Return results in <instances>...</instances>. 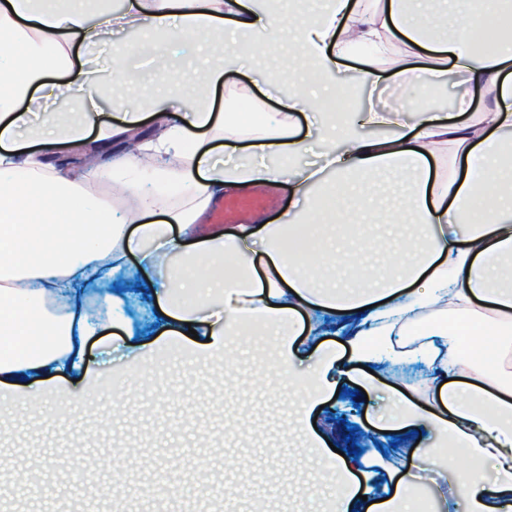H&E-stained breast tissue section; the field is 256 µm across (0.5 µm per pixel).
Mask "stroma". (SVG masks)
<instances>
[{"mask_svg": "<svg viewBox=\"0 0 512 512\" xmlns=\"http://www.w3.org/2000/svg\"><path fill=\"white\" fill-rule=\"evenodd\" d=\"M196 48L193 42L171 40L170 67L163 77L146 57L130 52L127 66L140 76L139 97L161 96L167 82L195 86L200 72L183 66L181 59ZM288 52V43L268 41L257 65L223 45L217 55L230 59L232 67L213 95L214 110L224 111L229 94L244 87L248 105L278 111L276 100L266 94L267 83L285 92L306 79L302 70L283 67ZM362 69L361 58H344L335 78L358 87L363 110L395 106L403 95L420 106L429 99L454 102L463 94L452 84L430 92L414 86L402 94L390 66L381 67L373 84L363 80ZM406 197L400 179H379L371 213L353 214L352 220L366 224L374 215L403 211ZM276 342L253 332L238 337L230 365L209 363L216 380L212 386L186 374L176 348L162 351L152 370L131 372L116 350L117 338L90 342V377L81 384L85 416L55 398L0 400V512H113L117 496L127 512H249L257 494L266 496L269 512H328L341 486L332 470L320 468L301 436L285 431L302 389L270 375L263 356ZM421 373L413 364L375 378H340L336 393L311 412L314 433L341 448L346 425L357 426L362 457L373 471L401 466V451H379L371 433L387 418L393 390L421 406L430 401L432 392ZM350 387L356 391L352 399L345 395ZM230 418L239 419L240 427L228 428ZM130 447L138 449V456H123ZM245 456L251 461L246 469L239 465ZM33 457L40 460L43 477L31 488L24 469ZM91 457L98 467L86 468Z\"/></svg>", "mask_w": 512, "mask_h": 512, "instance_id": "stroma-1", "label": "stroma"}]
</instances>
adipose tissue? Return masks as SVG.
<instances>
[{
  "label": "adipose tissue",
  "mask_w": 512,
  "mask_h": 512,
  "mask_svg": "<svg viewBox=\"0 0 512 512\" xmlns=\"http://www.w3.org/2000/svg\"><path fill=\"white\" fill-rule=\"evenodd\" d=\"M453 33L433 36L434 17L412 18L407 0H322L295 44L311 72L309 89L282 94L276 117L264 112L214 111L211 95L224 66L206 73L204 90L182 91L177 112L163 101L121 106L113 124L97 129L111 87H134L127 52L113 51L101 70L82 61L112 27L153 34L141 54L167 53L173 36L215 40L256 51L283 25L273 0H0V395L39 390L86 369V343L113 328L126 338L132 367L148 369L161 341L189 349L187 369L224 358L245 329L268 328L278 337L279 375L305 383L306 400L293 422L307 425L313 406L335 392L337 376L364 374L415 355L428 359L434 390L428 407L395 396L383 430L408 439L417 469L442 472L446 457L433 453L428 433L449 440V455L465 459L454 495L469 512H512V378L489 370L477 354H461L459 336L494 337L512 347V0H468ZM495 26L493 50L475 48L476 32ZM367 47L363 78L376 71L393 45L398 88L450 81L479 88L490 102L462 120L424 113L403 122L408 100L395 112H362L337 121L338 96L318 93L350 42ZM304 112L317 121L301 124ZM153 119V135L125 162L84 169L51 162L49 148L69 150L120 139ZM377 128L381 137L365 135ZM223 137L225 159L211 146ZM322 146L332 173L315 166L288 170L286 161L309 142ZM447 144L463 160V176H433L430 159ZM152 163L157 189L190 192L186 204L155 217L140 190L142 159ZM392 173L408 183L407 208L415 218L420 254L377 274L363 258L375 246L352 211H369L375 178ZM112 181L132 206L112 222L106 209L78 201L88 178ZM287 186L295 223L257 217L231 232L199 234L198 226L224 195ZM125 271L137 290L107 280ZM345 336L341 353L320 357L302 374L296 342ZM324 461L344 484L333 512H421L412 472L387 471L391 497L360 499L361 486L345 458Z\"/></svg>",
  "instance_id": "obj_1"
}]
</instances>
